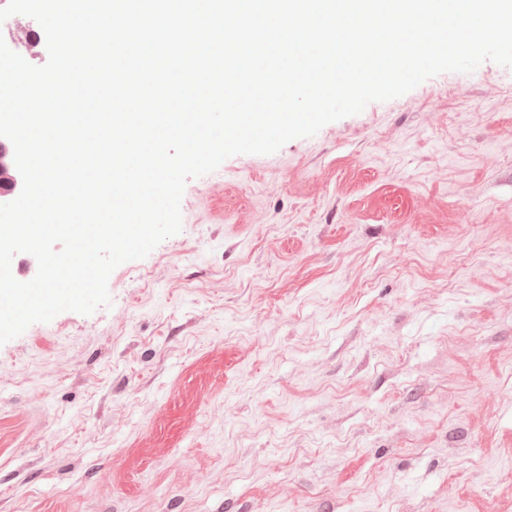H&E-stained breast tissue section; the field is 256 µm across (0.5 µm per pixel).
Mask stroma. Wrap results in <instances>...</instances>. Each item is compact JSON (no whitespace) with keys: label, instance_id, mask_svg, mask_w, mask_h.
Returning a JSON list of instances; mask_svg holds the SVG:
<instances>
[{"label":"stroma","instance_id":"obj_1","mask_svg":"<svg viewBox=\"0 0 512 512\" xmlns=\"http://www.w3.org/2000/svg\"><path fill=\"white\" fill-rule=\"evenodd\" d=\"M0 346V512H512V67L187 182Z\"/></svg>","mask_w":512,"mask_h":512}]
</instances>
